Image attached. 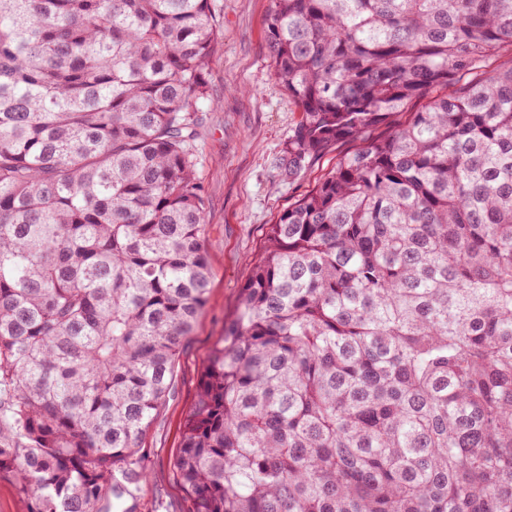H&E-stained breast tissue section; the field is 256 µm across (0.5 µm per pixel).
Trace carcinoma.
Instances as JSON below:
<instances>
[{"label":"carcinoma","mask_w":512,"mask_h":512,"mask_svg":"<svg viewBox=\"0 0 512 512\" xmlns=\"http://www.w3.org/2000/svg\"><path fill=\"white\" fill-rule=\"evenodd\" d=\"M216 0H0V474L100 512L206 303ZM284 171L172 471L193 512H512V0H271ZM426 103L381 139L417 99Z\"/></svg>","instance_id":"obj_1"}]
</instances>
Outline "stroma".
Instances as JSON below:
<instances>
[{
	"label": "stroma",
	"instance_id": "stroma-1",
	"mask_svg": "<svg viewBox=\"0 0 512 512\" xmlns=\"http://www.w3.org/2000/svg\"><path fill=\"white\" fill-rule=\"evenodd\" d=\"M220 5L224 35L205 67L212 106L196 148V172L207 199L208 299L176 361L171 394L142 440L147 477L131 486L120 502L122 512H191L171 462L197 399L203 362L237 309L267 225L355 148L353 142H338L300 180L287 178L284 159L299 114L272 72L265 33L270 0H220Z\"/></svg>",
	"mask_w": 512,
	"mask_h": 512
}]
</instances>
